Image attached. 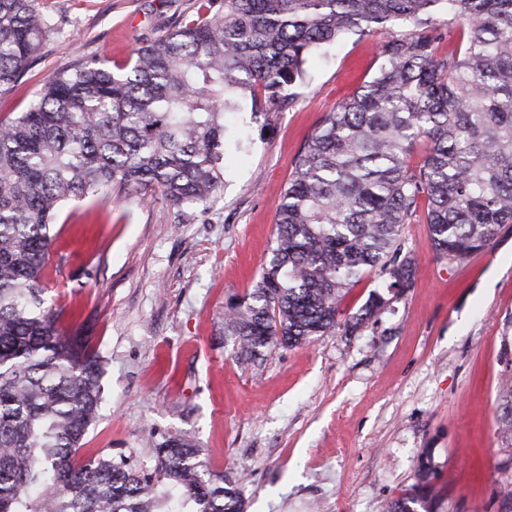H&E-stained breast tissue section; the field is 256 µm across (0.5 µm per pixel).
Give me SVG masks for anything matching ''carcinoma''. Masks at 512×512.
Instances as JSON below:
<instances>
[{"instance_id":"1","label":"carcinoma","mask_w":512,"mask_h":512,"mask_svg":"<svg viewBox=\"0 0 512 512\" xmlns=\"http://www.w3.org/2000/svg\"><path fill=\"white\" fill-rule=\"evenodd\" d=\"M35 0H0V93L52 31ZM119 71L94 56L49 75L0 120V512H245L239 487L187 436L131 457L79 452L102 404L90 334L47 305L51 225L72 200L159 196L179 224L224 184L227 114L293 101L310 53L377 31L378 73L307 140L278 205L254 288L228 300L224 340L258 359L337 329L354 333L411 287L401 231L424 219L436 256L463 262L512 224V0H199ZM460 24L440 51L438 22ZM357 313L342 302L368 273ZM501 417L512 437V379ZM386 512H438L428 485Z\"/></svg>"}]
</instances>
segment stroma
I'll list each match as a JSON object with an SVG mask.
<instances>
[{
    "label": "stroma",
    "mask_w": 512,
    "mask_h": 512,
    "mask_svg": "<svg viewBox=\"0 0 512 512\" xmlns=\"http://www.w3.org/2000/svg\"><path fill=\"white\" fill-rule=\"evenodd\" d=\"M54 27L0 119L25 111L45 77L81 58L124 64L193 14L192 0H36ZM378 33L314 54L291 105L234 122L218 200L180 224L164 201H74L60 212L47 298L71 329L89 322L103 404L81 450L154 466L163 438L192 436L210 469L239 481L247 512H383L418 482L439 512H507L512 439L500 432L512 377V224L463 263L405 225L411 288L376 322L241 362L224 342L229 297L254 287L305 139L371 80Z\"/></svg>",
    "instance_id": "obj_1"
}]
</instances>
